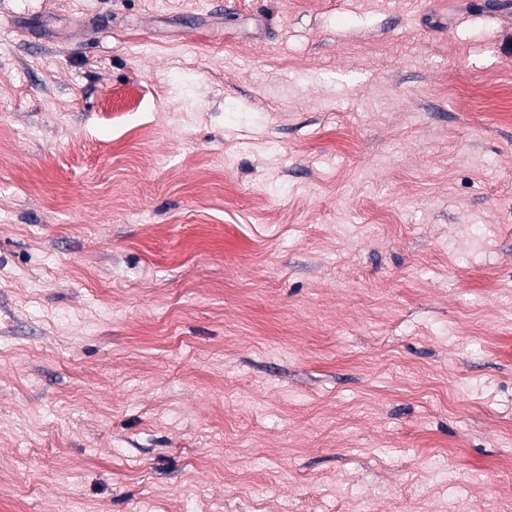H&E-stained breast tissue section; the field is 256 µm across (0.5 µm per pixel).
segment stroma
<instances>
[{
  "instance_id": "35a3bbf8",
  "label": "stroma",
  "mask_w": 512,
  "mask_h": 512,
  "mask_svg": "<svg viewBox=\"0 0 512 512\" xmlns=\"http://www.w3.org/2000/svg\"><path fill=\"white\" fill-rule=\"evenodd\" d=\"M0 137V512H512V0H0Z\"/></svg>"
}]
</instances>
